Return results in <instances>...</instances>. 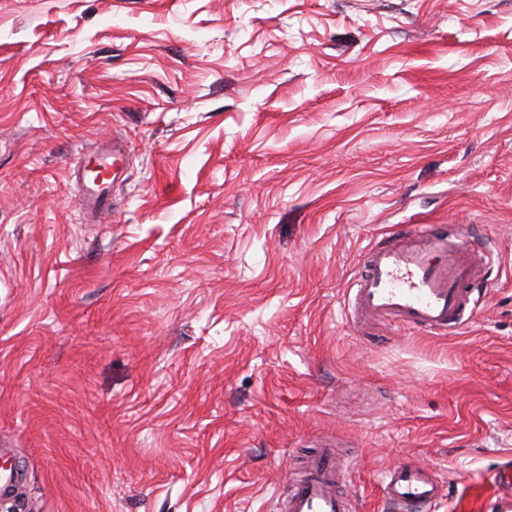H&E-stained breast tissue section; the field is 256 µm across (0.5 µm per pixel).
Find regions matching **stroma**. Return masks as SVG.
<instances>
[{
	"label": "stroma",
	"instance_id": "35a3bbf8",
	"mask_svg": "<svg viewBox=\"0 0 512 512\" xmlns=\"http://www.w3.org/2000/svg\"><path fill=\"white\" fill-rule=\"evenodd\" d=\"M121 138L112 213L74 157ZM489 242L463 327L358 334L411 224ZM342 443L352 512L512 491V0H0V446L19 512H277ZM382 496L389 510L431 512L440 498L439 482L434 473L408 460L384 474Z\"/></svg>",
	"mask_w": 512,
	"mask_h": 512
}]
</instances>
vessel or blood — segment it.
I'll return each mask as SVG.
<instances>
[{
  "mask_svg": "<svg viewBox=\"0 0 512 512\" xmlns=\"http://www.w3.org/2000/svg\"><path fill=\"white\" fill-rule=\"evenodd\" d=\"M89 216L111 209L109 184L86 182L78 199ZM472 243L436 225L421 224L366 252L364 269L346 298V318L354 326L368 320L397 321L428 333L456 331L474 306L476 278ZM340 460L328 452L312 458L278 500L280 512H349L340 489ZM382 496L391 512H433L440 497L434 473L408 460L384 474Z\"/></svg>",
  "mask_w": 512,
  "mask_h": 512,
  "instance_id": "obj_1",
  "label": "vessel or blood"
}]
</instances>
